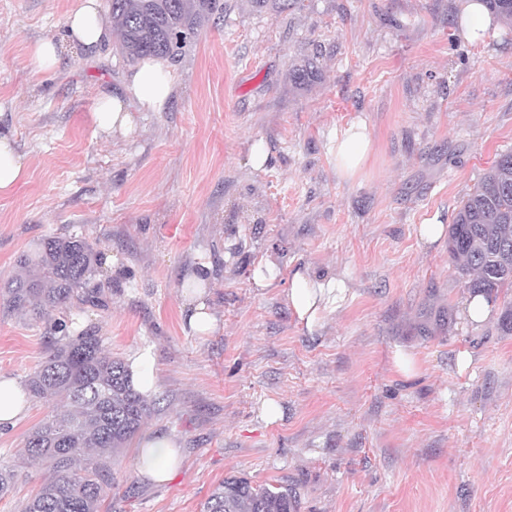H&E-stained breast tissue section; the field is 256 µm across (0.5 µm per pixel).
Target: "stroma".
I'll use <instances>...</instances> for the list:
<instances>
[{
  "mask_svg": "<svg viewBox=\"0 0 512 512\" xmlns=\"http://www.w3.org/2000/svg\"><path fill=\"white\" fill-rule=\"evenodd\" d=\"M224 2L174 63L165 109L112 136L92 111L132 70L114 45L64 47L49 76L31 65L80 0H0V129L28 162L0 193V279L49 236L83 235L104 254L101 306L0 310V375L26 382L61 319L127 362L152 347L159 383L141 432L170 436L179 461L146 481L133 438L112 455L100 512H198L233 476L292 487L299 512H512V334L498 328L512 291L469 320L447 239L418 236L450 224L512 151V24L470 43L461 0H304L278 15ZM313 54L321 77L294 88L291 67ZM357 119L372 147L347 177L329 138ZM259 142L269 159L256 168ZM268 262L279 278L256 287ZM297 271L344 284L311 327L284 297ZM200 287L216 317L204 335L185 322ZM269 400L281 409L270 424ZM47 412L31 402L0 431V457L25 473L0 512H20L50 476L24 452Z\"/></svg>",
  "mask_w": 512,
  "mask_h": 512,
  "instance_id": "obj_1",
  "label": "stroma"
}]
</instances>
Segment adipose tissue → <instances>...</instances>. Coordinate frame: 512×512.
<instances>
[{"instance_id": "ef3b65f1", "label": "adipose tissue", "mask_w": 512, "mask_h": 512, "mask_svg": "<svg viewBox=\"0 0 512 512\" xmlns=\"http://www.w3.org/2000/svg\"><path fill=\"white\" fill-rule=\"evenodd\" d=\"M112 33L100 15L99 0H81L80 6L69 12L60 38L47 37L35 43L31 61L35 73H52L59 65L58 47L61 42L80 44L92 51L110 41ZM174 70L160 59L144 60L126 79L123 93L106 95L94 105L93 119L103 132L129 133L135 127L139 112H160L174 89ZM371 138L365 122L352 123L337 132L333 152L341 173L354 175L366 160ZM339 285L333 279H319L294 273L285 297L300 319L313 322L320 310H336ZM176 460V445L165 435L149 434L143 439L137 457V469L146 479L164 481Z\"/></svg>"}]
</instances>
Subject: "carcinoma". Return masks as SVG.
<instances>
[{"instance_id":"1","label":"carcinoma","mask_w":512,"mask_h":512,"mask_svg":"<svg viewBox=\"0 0 512 512\" xmlns=\"http://www.w3.org/2000/svg\"><path fill=\"white\" fill-rule=\"evenodd\" d=\"M119 34L118 54L134 63L148 56L182 55L203 23L224 14V0H109ZM512 22V0H480ZM302 0H251L257 11L281 13ZM316 61L294 68L290 80L305 87L318 77ZM448 254L471 293L490 298L512 288V152L498 157L474 191L462 201L448 228ZM103 259L99 242L84 236H51L17 261L24 270L0 286L6 309L41 317L72 301L99 302L93 283ZM48 358L30 375L29 394L51 407L26 436L25 450L50 463L54 477L25 500L21 512H99L112 487V452L123 448L149 411L133 384L129 365L104 349L95 331L67 335L68 325ZM17 465L0 459V498L13 493ZM296 493L286 485L254 486L230 477L211 492L200 512H297Z\"/></svg>"}]
</instances>
